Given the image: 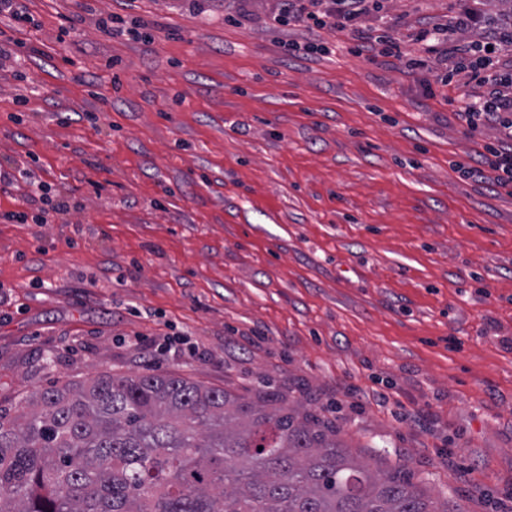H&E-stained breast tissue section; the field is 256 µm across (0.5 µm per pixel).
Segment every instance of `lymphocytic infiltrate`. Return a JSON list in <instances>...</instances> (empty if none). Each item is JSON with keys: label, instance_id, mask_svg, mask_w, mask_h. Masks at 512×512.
Instances as JSON below:
<instances>
[{"label": "lymphocytic infiltrate", "instance_id": "f902f5d3", "mask_svg": "<svg viewBox=\"0 0 512 512\" xmlns=\"http://www.w3.org/2000/svg\"><path fill=\"white\" fill-rule=\"evenodd\" d=\"M381 0H287L290 22L308 28L350 32L359 49L373 57H397L401 48L388 35L378 34L364 24L371 9ZM476 32L475 40L462 42L460 32ZM416 43L436 61H452V72L464 75L476 87L471 99L459 109L469 130L488 125L499 127L498 145L486 147L463 177L475 182L494 181L512 189V81L500 75L503 57L512 54V19L487 18L471 0L442 26L422 27L413 35Z\"/></svg>", "mask_w": 512, "mask_h": 512}]
</instances>
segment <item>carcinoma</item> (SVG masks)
Masks as SVG:
<instances>
[{
  "label": "carcinoma",
  "mask_w": 512,
  "mask_h": 512,
  "mask_svg": "<svg viewBox=\"0 0 512 512\" xmlns=\"http://www.w3.org/2000/svg\"><path fill=\"white\" fill-rule=\"evenodd\" d=\"M0 512H448L339 431L175 373L37 390L0 414Z\"/></svg>",
  "instance_id": "carcinoma-1"
}]
</instances>
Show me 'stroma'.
Masks as SVG:
<instances>
[{
	"label": "stroma",
	"instance_id": "stroma-1",
	"mask_svg": "<svg viewBox=\"0 0 512 512\" xmlns=\"http://www.w3.org/2000/svg\"><path fill=\"white\" fill-rule=\"evenodd\" d=\"M25 7L0 15V409L175 373L512 512V195L456 172L498 132L423 93L447 71L410 38L455 0H385L365 23L404 55L378 60L279 0Z\"/></svg>",
	"mask_w": 512,
	"mask_h": 512
}]
</instances>
